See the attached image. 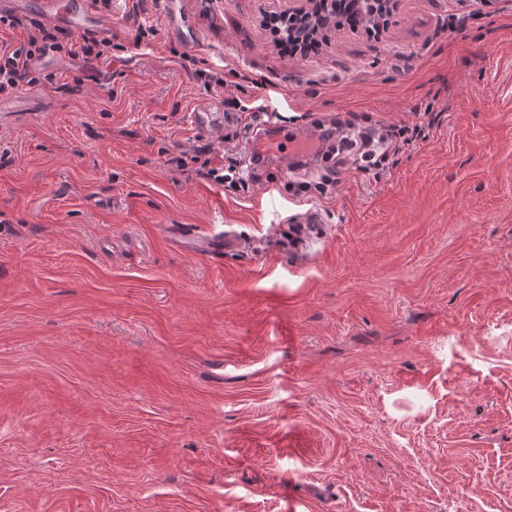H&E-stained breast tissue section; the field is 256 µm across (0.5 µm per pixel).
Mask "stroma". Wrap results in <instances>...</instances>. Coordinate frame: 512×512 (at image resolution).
I'll list each match as a JSON object with an SVG mask.
<instances>
[{
  "label": "stroma",
  "mask_w": 512,
  "mask_h": 512,
  "mask_svg": "<svg viewBox=\"0 0 512 512\" xmlns=\"http://www.w3.org/2000/svg\"><path fill=\"white\" fill-rule=\"evenodd\" d=\"M177 7L112 0L111 61L0 98V512H512V0H399L306 57L262 25L288 0ZM208 68L300 136L436 120L324 198L222 187L171 163L220 143ZM165 229L169 237L178 245L189 241L193 245L194 251L211 258L224 254V238L222 237L188 236L183 226L175 224L167 225Z\"/></svg>",
  "instance_id": "1"
}]
</instances>
